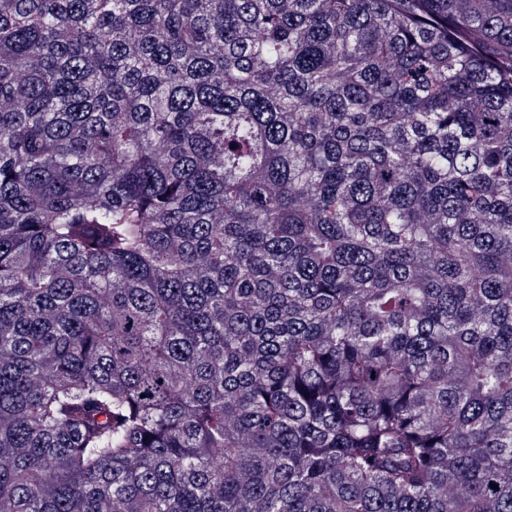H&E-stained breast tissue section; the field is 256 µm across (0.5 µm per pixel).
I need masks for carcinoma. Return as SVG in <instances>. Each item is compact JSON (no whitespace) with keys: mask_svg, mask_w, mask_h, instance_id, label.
<instances>
[{"mask_svg":"<svg viewBox=\"0 0 512 512\" xmlns=\"http://www.w3.org/2000/svg\"><path fill=\"white\" fill-rule=\"evenodd\" d=\"M0 512H512V0H0Z\"/></svg>","mask_w":512,"mask_h":512,"instance_id":"obj_1","label":"carcinoma"}]
</instances>
